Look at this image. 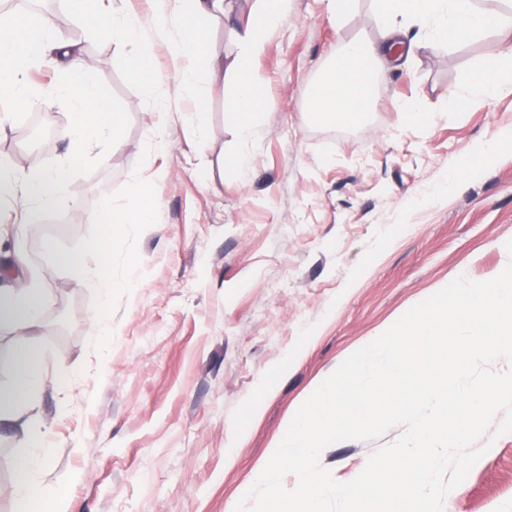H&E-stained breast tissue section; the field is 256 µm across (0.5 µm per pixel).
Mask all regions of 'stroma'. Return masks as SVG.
Here are the masks:
<instances>
[{
    "mask_svg": "<svg viewBox=\"0 0 512 512\" xmlns=\"http://www.w3.org/2000/svg\"><path fill=\"white\" fill-rule=\"evenodd\" d=\"M49 12L61 38L100 60L91 79L108 88L124 126L110 150L85 148L73 164L58 132L68 107L50 98L35 126L29 110L0 102V161L21 177L67 171L41 224L20 231L24 201L0 209V284L15 249L42 270L51 243L89 268L111 256L130 285L112 291L115 336L96 341V288L65 271L47 281L35 338L51 357L34 398L51 445L41 481L61 485L69 512H235L289 419L348 356L456 277L485 281L512 259V146L480 151L512 129V90L482 103L462 90L502 36L429 46L423 27H411L367 121L342 127L309 116L307 90L339 41L378 39L374 0H355L339 27L324 0H292L242 71L223 21L207 22L220 68L200 107L165 40L142 45L153 57L150 90L129 75L124 51L88 33L62 0ZM242 79L264 91L245 147L226 114ZM158 96L196 112L204 138L177 112L156 111ZM397 101L426 121L394 111ZM240 150L251 159L244 174ZM140 182L156 200L153 223L103 233L92 215L127 205ZM376 444L336 443L321 464L351 480ZM21 451L0 433V512H48L15 498ZM445 512H512V434L447 495Z\"/></svg>",
    "mask_w": 512,
    "mask_h": 512,
    "instance_id": "1",
    "label": "stroma"
}]
</instances>
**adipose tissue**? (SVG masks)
<instances>
[{
    "instance_id": "ef3b65f1",
    "label": "adipose tissue",
    "mask_w": 512,
    "mask_h": 512,
    "mask_svg": "<svg viewBox=\"0 0 512 512\" xmlns=\"http://www.w3.org/2000/svg\"><path fill=\"white\" fill-rule=\"evenodd\" d=\"M290 0H258L253 19L239 22L233 0H156L155 33L170 39V53L180 86L195 89L214 69L206 30L200 21L223 17L239 48V65H246L263 50L262 31L272 29L287 12ZM380 37L377 41L352 39L341 42L326 74L308 91L309 110L319 121L339 126H356L365 119L373 97L370 81L381 78L388 69L392 51L401 44L404 25L415 20L430 26V41L461 44L491 32L512 29V15L482 11L474 0H378ZM75 16L88 20L91 32L106 29L113 45L124 49L131 73L139 79L151 71L149 57L140 49L147 29L142 18L111 0H65ZM54 51L53 63L62 82L58 94L71 109V124L65 133L70 138L71 157L79 159L82 146L97 143L110 148L124 124L123 113L112 105L90 78L96 61L83 58L74 44L62 41L52 20L44 14L8 18L0 25V97L11 99L17 107L36 105L40 93L28 82V72L39 65L47 51ZM512 86V44L487 59L479 74L470 77L465 87L472 95L493 98ZM64 179L61 171L40 172L19 178L5 162H0V200L23 197L29 203L23 223H40L44 210L57 203ZM129 206L109 205L93 218L94 223H151L155 201L145 186L133 185ZM44 290L37 283L21 282L0 292V325L13 326L17 335H37L43 326L41 309ZM46 358L38 348L21 346L15 356L16 378L0 388V424L13 428L26 451L17 461L20 474L17 493L20 501L33 494L51 502L53 512H68L65 496L42 486L39 476L49 454L44 436L31 428L27 406L43 374Z\"/></svg>"
}]
</instances>
